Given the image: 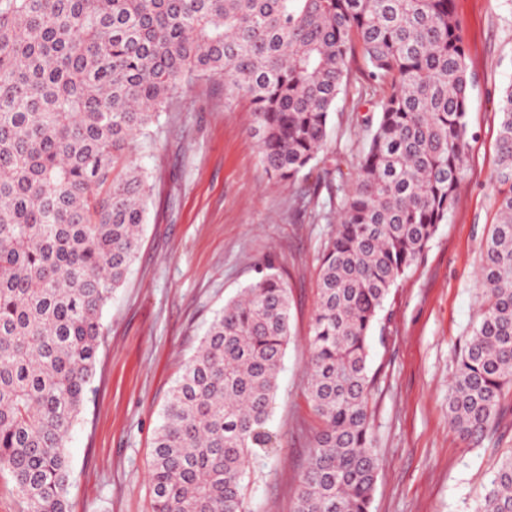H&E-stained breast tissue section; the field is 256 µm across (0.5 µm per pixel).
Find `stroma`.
<instances>
[{
  "mask_svg": "<svg viewBox=\"0 0 512 512\" xmlns=\"http://www.w3.org/2000/svg\"><path fill=\"white\" fill-rule=\"evenodd\" d=\"M474 78L458 202L388 295L371 333L368 412L379 459L371 512H474L512 451V388L493 439L448 424L454 354L476 321L479 268L495 221L499 93L512 84V0H456ZM372 100L341 93L326 168L295 183L262 164L244 99L196 80L132 157L152 187L142 244L103 313V336L67 454L70 512H152L148 481L163 407L209 321L272 263L291 291V332L269 429L250 465L253 512H292L320 421L307 398L308 338L340 173L352 171Z\"/></svg>",
  "mask_w": 512,
  "mask_h": 512,
  "instance_id": "35a3bbf8",
  "label": "stroma"
}]
</instances>
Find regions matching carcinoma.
<instances>
[{
  "instance_id": "carcinoma-1",
  "label": "carcinoma",
  "mask_w": 512,
  "mask_h": 512,
  "mask_svg": "<svg viewBox=\"0 0 512 512\" xmlns=\"http://www.w3.org/2000/svg\"><path fill=\"white\" fill-rule=\"evenodd\" d=\"M359 58L353 94L377 115L320 259L306 393L321 428L293 512H370V333L465 174L455 0H0V471L24 512H69L66 439L146 223L137 137L192 80L219 79L250 100L265 168L293 181L325 151ZM499 112L483 304L448 384L450 424L474 443L493 437L512 387V84ZM290 321L270 263L216 314L155 435L153 512H253L245 478L270 447ZM475 512H512V453Z\"/></svg>"
}]
</instances>
